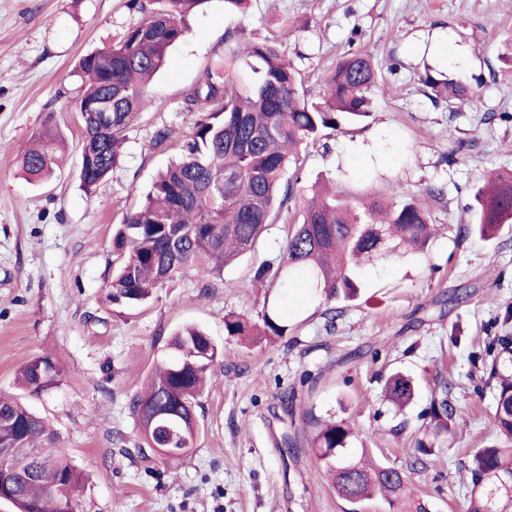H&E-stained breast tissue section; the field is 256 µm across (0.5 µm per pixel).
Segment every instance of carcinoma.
Returning a JSON list of instances; mask_svg holds the SVG:
<instances>
[{"label":"carcinoma","mask_w":512,"mask_h":512,"mask_svg":"<svg viewBox=\"0 0 512 512\" xmlns=\"http://www.w3.org/2000/svg\"><path fill=\"white\" fill-rule=\"evenodd\" d=\"M129 0V8L144 19L128 27L112 44L79 60L78 107L111 109L112 123L80 112L82 152L86 164L80 178L90 190L121 161L133 121L148 105L147 87L162 68L168 51L184 36L181 20L208 0ZM435 96L470 101L475 96L462 82L448 81L429 69L423 78ZM378 68L369 52L350 51L326 75L317 91L303 87L299 72L281 45L264 40L234 43L224 53V71L207 68L186 91L184 104L197 120L178 158L158 175L140 206L126 215L113 235L122 257L107 298L133 308L149 301L154 291L190 269L217 277L224 267L251 252L278 209L291 198L279 194L288 168L297 163L298 148L314 143L370 116L372 89ZM60 135L48 123L33 135V145L21 153L27 178L42 182L50 175ZM473 225L485 239L512 224V171L490 173L474 192ZM360 215L334 190L315 191L302 198L299 222L288 234L282 260L263 263L253 284L266 282L281 289L303 281L326 301L349 302L360 288L359 269L365 259L394 253L401 247L424 250L432 238L427 211L415 202L385 206L362 202ZM228 336L276 340L292 325L274 307L264 308L261 323L235 313L224 315ZM175 356L163 360L146 386L131 401L142 442L168 461L188 454L198 438L196 407L207 372L219 349L207 332L195 325L176 331L167 342ZM512 335L493 337L486 348V383H495L494 425L498 439L473 458L467 512H512ZM66 369L51 356H34L19 369V380L33 395L59 387ZM384 396L397 410L415 397L412 378L400 371L385 380ZM456 414L442 384L427 410L429 422L417 451L435 455ZM308 425L307 444L317 459L315 474L333 479L337 495L357 503L378 493L393 502L407 501V512H429L411 496L403 470L367 463L366 450L352 453L354 429L343 420L321 421L302 414ZM0 448L7 450L10 473L0 479V501L16 512H80L84 471L74 465L59 436L26 405L0 396Z\"/></svg>","instance_id":"carcinoma-1"}]
</instances>
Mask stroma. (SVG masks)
<instances>
[{
  "label": "stroma",
  "mask_w": 512,
  "mask_h": 512,
  "mask_svg": "<svg viewBox=\"0 0 512 512\" xmlns=\"http://www.w3.org/2000/svg\"><path fill=\"white\" fill-rule=\"evenodd\" d=\"M141 19L127 0H0V394L47 418L87 473L82 512H401L379 495L346 502L329 478L315 477L310 448L285 453L291 394L316 416L348 422L376 461L410 473L430 512H464L473 455L496 436L495 389L472 359L512 313V224L486 240L472 232L469 211L474 184L512 169V0H249L242 12L209 0L185 17L120 165L88 193L76 66ZM443 32L449 51L468 56L443 70L475 90L472 101L447 103L421 82L439 67L433 38ZM229 34L241 43L280 38L312 90L346 51H371L381 73L372 113L302 148L284 177L288 211L222 277L190 270L144 307L112 304L113 230L179 152L196 120L184 93L202 69L223 63ZM49 120L65 143L52 178L33 183L18 153ZM161 130L170 136L158 146ZM323 184L354 204L418 200L437 229L424 251L364 265L358 300L332 319L309 289L250 285L258 265L278 264L293 210ZM461 288L468 299L448 304ZM267 303L294 333L272 342L225 335V314L254 320ZM186 324L202 326L220 356L199 399L197 444L170 465L142 446L129 401L167 336ZM40 354L69 375L36 396L15 375ZM396 371L417 388L399 414L383 391ZM441 377L457 414L424 471L415 441Z\"/></svg>",
  "instance_id": "stroma-1"
}]
</instances>
